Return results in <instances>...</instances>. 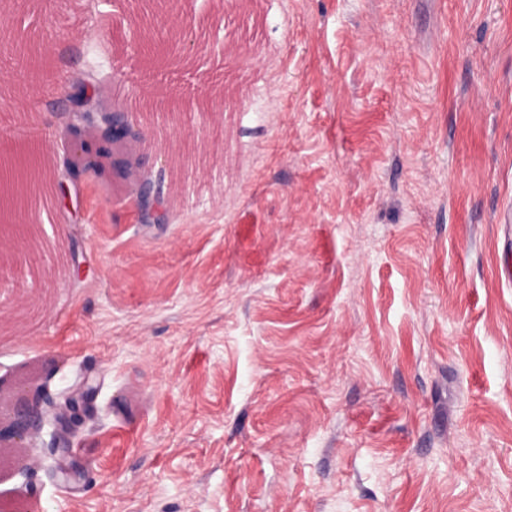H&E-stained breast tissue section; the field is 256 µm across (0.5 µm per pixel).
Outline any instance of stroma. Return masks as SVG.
I'll list each match as a JSON object with an SVG mask.
<instances>
[{
  "label": "stroma",
  "instance_id": "1",
  "mask_svg": "<svg viewBox=\"0 0 512 512\" xmlns=\"http://www.w3.org/2000/svg\"><path fill=\"white\" fill-rule=\"evenodd\" d=\"M0 0V158L111 76L163 211L51 172L0 378L98 387L0 512H512V0ZM192 37L165 60L132 49Z\"/></svg>",
  "mask_w": 512,
  "mask_h": 512
}]
</instances>
